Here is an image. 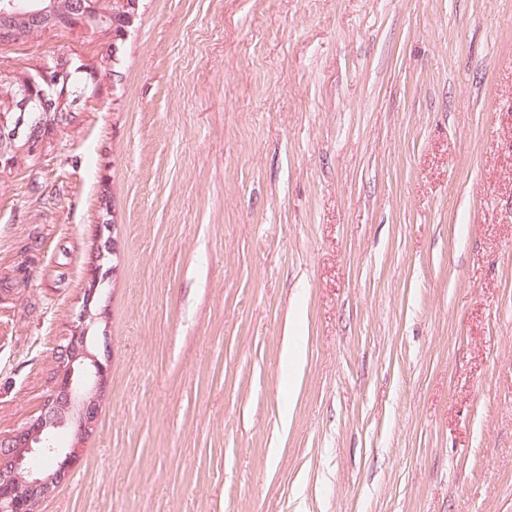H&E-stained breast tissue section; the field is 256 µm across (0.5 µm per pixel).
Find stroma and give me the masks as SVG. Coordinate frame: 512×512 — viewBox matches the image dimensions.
Listing matches in <instances>:
<instances>
[{"mask_svg": "<svg viewBox=\"0 0 512 512\" xmlns=\"http://www.w3.org/2000/svg\"><path fill=\"white\" fill-rule=\"evenodd\" d=\"M62 54L92 90L0 169L1 435L118 273L38 512H512V0H140L0 75Z\"/></svg>", "mask_w": 512, "mask_h": 512, "instance_id": "1", "label": "stroma"}]
</instances>
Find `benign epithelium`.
<instances>
[{"label": "benign epithelium", "mask_w": 512, "mask_h": 512, "mask_svg": "<svg viewBox=\"0 0 512 512\" xmlns=\"http://www.w3.org/2000/svg\"><path fill=\"white\" fill-rule=\"evenodd\" d=\"M140 0H52L45 9H38L32 0L19 4L9 0L0 5V31L3 39L24 37L21 22L33 14L48 15L47 28L81 27L87 30L105 28V17L121 20L119 35L127 34L138 16ZM70 61L56 56L35 75H23L13 82L9 94L0 97V169L18 162L20 140L10 113L33 112L32 103L51 105L64 111L68 92L63 78ZM107 274L101 266L90 270L84 289V302L73 321L66 344L56 355V376L40 413L6 437L0 436V512H37L38 504L49 497L64 481L79 455V446L64 448L58 433L72 430L78 439L91 434L106 392L108 376L109 336H103V356L91 351L94 337L90 331L105 317L92 305L95 294ZM44 458L57 461V468L48 471L40 465Z\"/></svg>", "instance_id": "obj_1"}]
</instances>
